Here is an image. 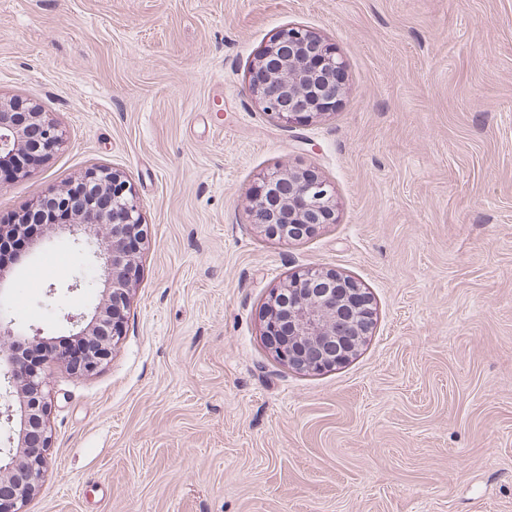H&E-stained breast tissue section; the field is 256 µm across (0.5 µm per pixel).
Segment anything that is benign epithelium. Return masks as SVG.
Returning a JSON list of instances; mask_svg holds the SVG:
<instances>
[{
	"mask_svg": "<svg viewBox=\"0 0 512 512\" xmlns=\"http://www.w3.org/2000/svg\"><path fill=\"white\" fill-rule=\"evenodd\" d=\"M345 63L336 47L308 29L277 30L250 69L248 89L263 110L290 127L304 126L332 112L346 92ZM64 142L60 126L46 113L18 97L0 98V161L15 171L31 172L33 156L45 160ZM41 227L72 238L79 245L96 244L94 257L110 280L112 325L105 324L107 307L93 314L63 313L71 335L91 344L78 363L61 351L45 359L79 374L96 372L124 336L130 286L138 274V259L147 231L140 201L121 174L87 169L70 188L37 196L27 208ZM251 222L259 233L279 240L282 226L310 236L325 224L336 223L332 185L315 171L283 166L261 176L252 192ZM0 268V400L17 398L20 415L8 405L0 422V512H22L47 465V423L51 401L41 373L23 366L25 346L47 344L43 332H26L9 314ZM364 288L334 269L305 268L273 289L263 306V336L277 359L296 370L323 371L346 358L338 351L371 332L373 310Z\"/></svg>",
	"mask_w": 512,
	"mask_h": 512,
	"instance_id": "benign-epithelium-1",
	"label": "benign epithelium"
}]
</instances>
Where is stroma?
<instances>
[{
	"label": "stroma",
	"mask_w": 512,
	"mask_h": 512,
	"mask_svg": "<svg viewBox=\"0 0 512 512\" xmlns=\"http://www.w3.org/2000/svg\"><path fill=\"white\" fill-rule=\"evenodd\" d=\"M288 25L347 73L336 111L293 130L248 91ZM0 96L67 139L0 189V222L102 167L149 238L109 360L40 364L48 467L25 512H512V0H0ZM287 164L337 201L291 242L249 216ZM306 267L374 308L320 373L262 335L271 290ZM107 298L96 259L49 230L7 294L56 343L62 311Z\"/></svg>",
	"instance_id": "obj_1"
}]
</instances>
